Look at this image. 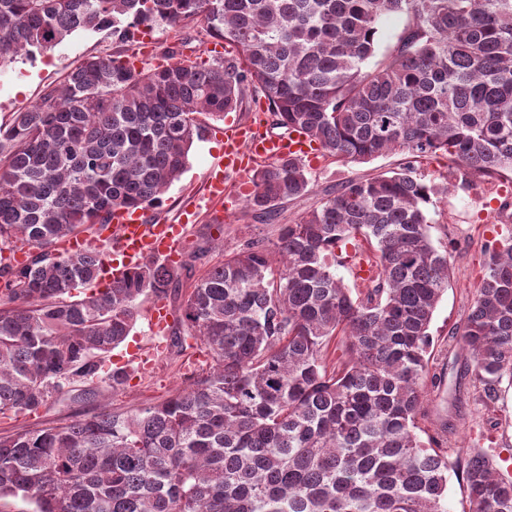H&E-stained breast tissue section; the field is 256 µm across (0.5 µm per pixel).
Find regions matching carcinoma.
<instances>
[{
	"instance_id": "cac0c4a2",
	"label": "carcinoma",
	"mask_w": 512,
	"mask_h": 512,
	"mask_svg": "<svg viewBox=\"0 0 512 512\" xmlns=\"http://www.w3.org/2000/svg\"><path fill=\"white\" fill-rule=\"evenodd\" d=\"M412 24L396 53L377 22ZM203 24L224 53L168 46L134 71L91 57L0 126V415L35 414L57 395L99 409L62 426L0 435V509L34 512H448V472L464 512H512V474L466 448L452 458L417 433L430 325L448 290V249L430 206L448 186L415 162L445 154L464 177L512 171V0H0V68L72 33ZM261 93L275 125L341 162L396 151L394 171L350 179L276 241L247 240L179 298L172 346L206 367L168 399L126 412L101 400L134 370L103 371L141 315L169 299L187 265L158 258L102 280L104 250L56 245L155 207L184 171L199 116ZM247 208L268 223L310 191L301 158L257 165ZM351 251L336 254L341 246ZM34 249L14 267L3 252ZM372 267L353 293L335 266ZM452 369L495 403L512 384V244L487 243ZM341 351L331 362V343ZM408 23L409 19L405 14L384 16L378 21L379 51L373 61L382 60L394 51Z\"/></svg>"
}]
</instances>
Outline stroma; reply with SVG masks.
<instances>
[{"label": "stroma", "instance_id": "stroma-1", "mask_svg": "<svg viewBox=\"0 0 512 512\" xmlns=\"http://www.w3.org/2000/svg\"><path fill=\"white\" fill-rule=\"evenodd\" d=\"M153 45L143 49L140 43H124L111 31H77L61 44L46 52L21 55L0 72V123L9 122L12 112L38 103L49 88L61 84L67 74L91 56H110L120 52L137 54L143 66L162 63L163 48L175 39H183L188 55H202L212 47L198 22H189L178 31L165 26L154 27ZM222 145L215 140L194 142L188 164L163 196L161 206L152 208L153 217L168 224L179 223L187 209L204 192L205 176L220 156ZM403 161L402 154L388 153L366 163H345L324 157L311 165L313 186L309 193L286 203L276 223L262 224L254 220L245 205L231 209H194L195 218L187 226L188 239L184 244V259L191 266L181 279V291H190L194 281L223 253L239 248L247 239L273 241L279 227L292 223L310 210L317 201L336 186L353 178L376 175L396 169ZM447 156L428 157L418 163L425 180L447 182L448 193L436 200L430 209L431 235L434 243L447 245L452 270L451 285L434 313L430 333L434 339L433 369L448 364L449 351L456 344L450 337L453 328L462 327L469 303L482 281L484 247L487 241L512 235V172L488 177H471L468 183L450 178ZM152 299H141L142 315L117 355L135 349L138 357L131 360L137 368L136 378L129 387L117 393H107L105 401L115 410L157 404L168 399L181 387L184 379L206 359L204 352L190 349L183 353L166 351L163 334L153 332L148 312ZM422 426L429 435L445 434L449 452L460 448H480L503 458L512 471V388L503 387L495 411L489 412L467 396L456 400L454 391L447 388L428 390ZM88 407L72 403L68 396L53 401L48 409L36 414L0 416V433L21 428L62 425L88 414ZM453 424L452 432H444L445 424Z\"/></svg>", "mask_w": 512, "mask_h": 512}]
</instances>
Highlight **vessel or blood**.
I'll return each instance as SVG.
<instances>
[{"mask_svg": "<svg viewBox=\"0 0 512 512\" xmlns=\"http://www.w3.org/2000/svg\"><path fill=\"white\" fill-rule=\"evenodd\" d=\"M221 134L224 138V153L206 175V199L210 202L226 199V171L246 172L256 162L289 156L311 158L318 151L317 144L302 134L271 136L256 131L249 124L225 125ZM185 235V225L149 220L141 210L117 212L112 225L99 233L100 239L111 241L109 259L116 267L129 265L144 256L174 260Z\"/></svg>", "mask_w": 512, "mask_h": 512, "instance_id": "b4317fda", "label": "vessel or blood"}]
</instances>
